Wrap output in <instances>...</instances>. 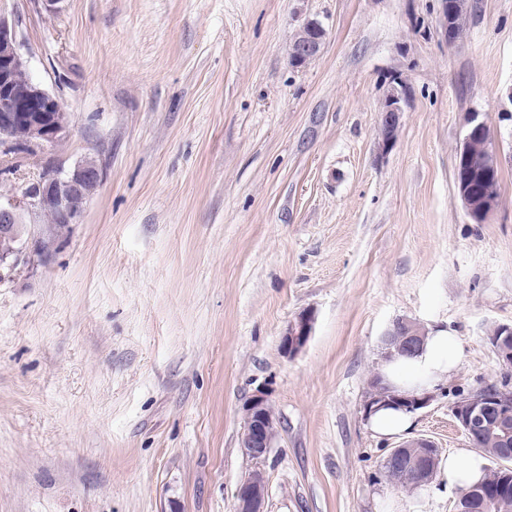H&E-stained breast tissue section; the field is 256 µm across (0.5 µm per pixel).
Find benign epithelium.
I'll return each mask as SVG.
<instances>
[{"label": "benign epithelium", "instance_id": "7a95c632", "mask_svg": "<svg viewBox=\"0 0 512 512\" xmlns=\"http://www.w3.org/2000/svg\"><path fill=\"white\" fill-rule=\"evenodd\" d=\"M474 0H452L443 13L445 37L452 41L461 32L460 23L467 18ZM326 31L316 20L307 19L293 31L288 42V55L298 67L317 58L324 46ZM406 104V83L394 81L387 92L382 109L380 135L387 144L393 143L398 134L399 114ZM62 111L60 100L33 82L26 62L20 52V43L13 25L0 14V155L8 158L20 151H33L57 144L66 134L67 125L57 121L56 113ZM490 133L487 121L473 113L468 119L467 133L457 156L456 177L458 194L467 217L475 224H484L497 207L496 199L486 189L470 182V164L473 159L474 139ZM485 155L478 169L485 180L499 169V158L492 148L491 139L484 143ZM104 179L102 167L92 157H85L68 169L57 166L43 168L40 176L8 196L0 194V284L11 282L34 262V256L44 253L39 243H30L32 234L27 232V218L44 211L56 214L58 223L70 226L79 222L86 204L98 193ZM314 315L309 311L299 313L290 322L281 338L282 352L293 357L307 345L312 335ZM403 325L405 337L399 342L388 343L386 354L394 355L415 349L425 336V329L410 320H398ZM512 340V325L502 324L498 332L489 336V343L499 355L500 366L512 365V350L507 342ZM433 394L399 396L386 388L369 395L364 412L371 414L379 406L398 404L417 411L430 405ZM452 414L467 433L487 428H498L504 433L512 430V392L482 387L470 396L451 406ZM243 431L240 448L253 464V470L239 483L234 512H265L266 479L255 477L273 447L278 431L269 395L264 390L253 393L242 406ZM409 448H425L430 454L438 453L434 442L414 438L391 449L385 460L386 474L399 470H417L426 473L425 464L415 460L406 462Z\"/></svg>", "mask_w": 512, "mask_h": 512}]
</instances>
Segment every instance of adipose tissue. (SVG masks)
<instances>
[{"label":"adipose tissue","mask_w":512,"mask_h":512,"mask_svg":"<svg viewBox=\"0 0 512 512\" xmlns=\"http://www.w3.org/2000/svg\"><path fill=\"white\" fill-rule=\"evenodd\" d=\"M462 353V343L454 332L436 329L429 332L420 349L411 356H397L383 362L380 375L399 393L431 390L450 374ZM482 456L461 450L448 456L439 466L444 489L463 488L483 475Z\"/></svg>","instance_id":"adipose-tissue-1"}]
</instances>
